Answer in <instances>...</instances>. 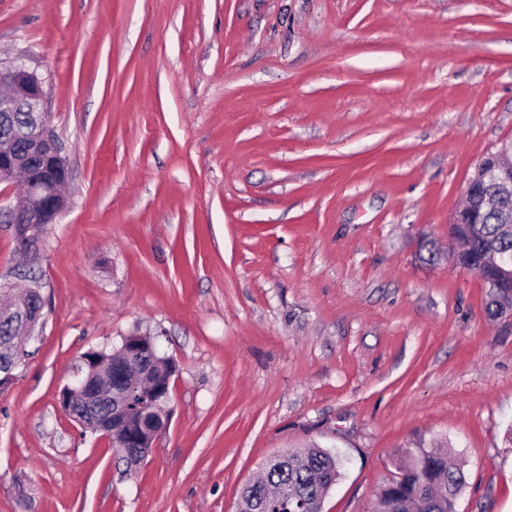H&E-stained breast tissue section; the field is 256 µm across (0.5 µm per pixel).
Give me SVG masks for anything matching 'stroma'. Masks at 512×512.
Here are the masks:
<instances>
[{
    "instance_id": "35a3bbf8",
    "label": "stroma",
    "mask_w": 512,
    "mask_h": 512,
    "mask_svg": "<svg viewBox=\"0 0 512 512\" xmlns=\"http://www.w3.org/2000/svg\"><path fill=\"white\" fill-rule=\"evenodd\" d=\"M70 170L43 322L0 388V512H236L270 457L339 451L323 512H374L446 441L456 512H512V326L448 246L512 139V0H0ZM177 372L147 461L65 419L90 350ZM130 336L126 337L121 346L117 348L114 352L121 353L124 358L126 359L127 363L132 365L131 367V374L137 373V369L134 365L138 364L139 362H142L143 371L141 372V375L144 378L150 379L153 382H155L156 377V370L160 371V366L162 364L165 371L163 374H167L170 370H172L171 367V361L172 359L169 357H166L165 355H162L160 352L157 353L158 360H157V366L156 370L152 368V366L147 364L146 357L151 355L153 352V346H150V348H145V346L134 338H129ZM152 351V353H150Z\"/></svg>"
}]
</instances>
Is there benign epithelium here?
<instances>
[{
	"label": "benign epithelium",
	"instance_id": "obj_1",
	"mask_svg": "<svg viewBox=\"0 0 512 512\" xmlns=\"http://www.w3.org/2000/svg\"><path fill=\"white\" fill-rule=\"evenodd\" d=\"M7 91L0 93V112H26L27 121L16 128L7 139L0 140V184L10 183L18 172L27 171L32 161H37L43 176L29 174L24 198L7 207L0 206V219L12 225L14 237L26 242L33 232L36 217L49 212L58 217L66 202L69 170L56 140L51 136L44 112V90L40 78L29 71L22 62H13L0 69V85ZM487 180H495L501 193L495 196V207H501V198L512 194V143L504 142L486 153L478 163L474 175L468 180L465 196L473 198L476 187ZM474 210L458 208L448 224V242L459 238L455 231L458 224H473ZM452 262L486 280V273L506 280L509 268L502 264L500 256L485 253L479 260L467 253L455 252ZM41 310H34L22 302L0 313L9 319L21 336H35L37 317ZM117 352L130 365L142 364L141 375L155 380L156 370L147 364L150 350L134 338H125ZM171 381L167 377L163 389L144 395L139 387L128 381L119 386L112 382L102 384L82 369L66 383L70 393L81 398V407L71 400L59 403L62 413L82 427L112 443L114 448H139L137 463L144 462L157 447L160 438L169 428L172 418Z\"/></svg>",
	"mask_w": 512,
	"mask_h": 512
}]
</instances>
